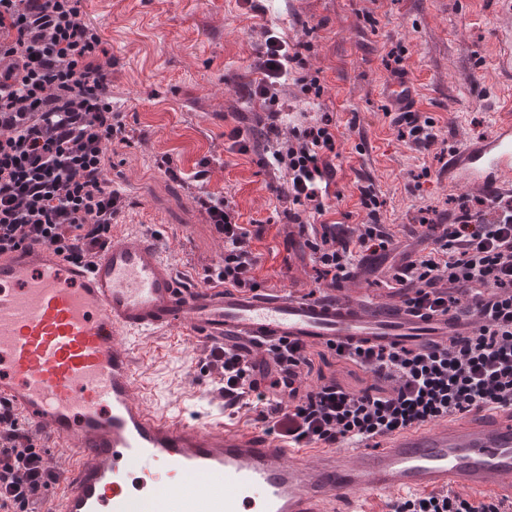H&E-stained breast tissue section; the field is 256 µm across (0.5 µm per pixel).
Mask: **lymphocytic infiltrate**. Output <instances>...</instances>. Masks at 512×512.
Here are the masks:
<instances>
[{
  "mask_svg": "<svg viewBox=\"0 0 512 512\" xmlns=\"http://www.w3.org/2000/svg\"><path fill=\"white\" fill-rule=\"evenodd\" d=\"M100 26L81 0H0V254L51 248L67 261H92L112 243V226L128 205L109 177L108 146L125 137L112 109ZM304 64L281 37L267 36L249 97L275 91ZM283 114L267 113L262 141L232 127L230 152L260 149L281 178L273 192L284 219L298 225L322 276L353 277L394 237L370 222L350 229L329 220L336 176L334 120L296 128L282 139ZM192 202L224 241L221 263L205 268L213 287L259 289L261 255L253 244L265 226L238 223L226 195L199 190ZM425 254L396 267L387 283L415 312L473 314V335L429 349L336 345L338 359L376 383L354 391L336 377L313 376L307 347L272 346L256 361L244 350L214 345L205 360L229 409L251 408L289 446L359 444L467 413L512 411V200L460 196L451 224L425 225ZM61 476L7 405H0V512H31ZM388 512H512V499L478 500L456 490L387 502Z\"/></svg>",
  "mask_w": 512,
  "mask_h": 512,
  "instance_id": "lymphocytic-infiltrate-1",
  "label": "lymphocytic infiltrate"
}]
</instances>
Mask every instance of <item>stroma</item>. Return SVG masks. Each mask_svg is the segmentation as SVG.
Here are the masks:
<instances>
[{
    "label": "stroma",
    "instance_id": "35a3bbf8",
    "mask_svg": "<svg viewBox=\"0 0 512 512\" xmlns=\"http://www.w3.org/2000/svg\"><path fill=\"white\" fill-rule=\"evenodd\" d=\"M100 24L112 56L113 111L123 113L126 142L109 148L110 177L133 201L120 223L163 236L178 272L202 279L221 261L224 244L191 197L199 188L231 195L241 223L265 221L255 248V272L266 289L307 295L327 290L296 225L277 215L271 170L257 154L228 153L225 131L257 129L269 109L239 87L257 76L267 29L290 44L310 43L305 74L324 93L307 102L300 84L279 93L284 129L314 124L323 113L336 123V221L368 222L359 186L372 185L380 223L397 242L380 267L352 280L359 300L390 303L387 273L409 250L404 228L421 219L446 224L457 212L444 171L449 151L491 131L495 113L512 111V71L499 60L512 34V0H83ZM415 81V110L432 119L438 145L424 151L401 140L387 115L391 53ZM171 157L184 172L167 178L157 167ZM205 171L204 182L192 179ZM142 401L165 416L193 423L255 425V412L226 413L212 404L211 374L202 364L207 341L186 329L136 340Z\"/></svg>",
    "mask_w": 512,
    "mask_h": 512
}]
</instances>
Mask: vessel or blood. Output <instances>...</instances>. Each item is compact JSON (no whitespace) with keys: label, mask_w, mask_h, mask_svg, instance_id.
Segmentation results:
<instances>
[{"label":"vessel or blood","mask_w":512,"mask_h":512,"mask_svg":"<svg viewBox=\"0 0 512 512\" xmlns=\"http://www.w3.org/2000/svg\"><path fill=\"white\" fill-rule=\"evenodd\" d=\"M394 109L416 99L391 79ZM453 190L512 193V115L448 158ZM474 318L417 317L327 292L241 291L181 279L161 237L122 224L89 264L49 248L0 255V403L73 449L56 512H367L384 496L451 488L512 498V413L437 422L376 448H292L257 428L169 418L137 398L131 336L177 327L262 350L446 344Z\"/></svg>","instance_id":"b4317fda"}]
</instances>
